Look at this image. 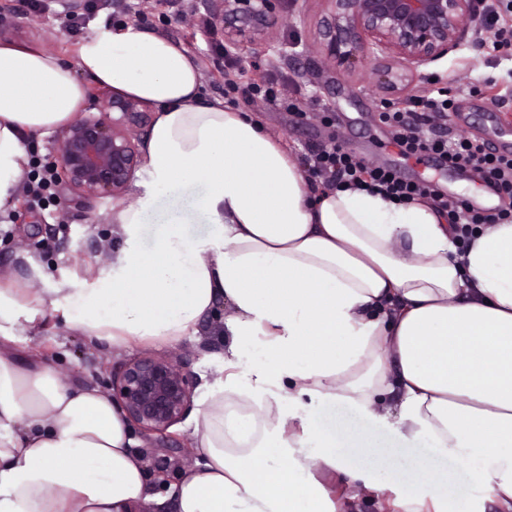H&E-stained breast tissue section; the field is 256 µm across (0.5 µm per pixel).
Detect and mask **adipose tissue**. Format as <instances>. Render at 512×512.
Masks as SVG:
<instances>
[{
	"label": "adipose tissue",
	"instance_id": "ef3b65f1",
	"mask_svg": "<svg viewBox=\"0 0 512 512\" xmlns=\"http://www.w3.org/2000/svg\"><path fill=\"white\" fill-rule=\"evenodd\" d=\"M155 112L116 272L82 294L0 277V512H348L324 479L394 512H512V224L466 249L444 213L313 185L258 120L204 102L197 63L129 22L93 29L75 62L0 44V214L31 140L68 124L89 85ZM222 367L199 395V457L165 493L120 410L18 346L54 317L115 350L197 336L220 304ZM265 408L264 439L224 447V398ZM489 460L482 493L450 464ZM325 482L326 487L332 492L336 493V497H340L342 494L354 495L355 500L353 503L354 505L358 506L359 511L390 512V508L387 503V497L380 496L376 498L362 486L346 487L337 479L336 482H332L331 480H327Z\"/></svg>",
	"mask_w": 512,
	"mask_h": 512
}]
</instances>
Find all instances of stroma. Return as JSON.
Returning a JSON list of instances; mask_svg holds the SVG:
<instances>
[{
    "instance_id": "stroma-1",
    "label": "stroma",
    "mask_w": 512,
    "mask_h": 512,
    "mask_svg": "<svg viewBox=\"0 0 512 512\" xmlns=\"http://www.w3.org/2000/svg\"><path fill=\"white\" fill-rule=\"evenodd\" d=\"M196 0H185L182 7L148 8L145 0H96L93 23L74 29L59 0H39L30 8L27 0H0L11 21L0 28V43L13 42L36 46L74 60L81 40L94 26L111 23L114 13L124 7L145 11V26L158 31L180 46L198 64L207 98L224 95L225 78L246 82L264 75L284 79L285 92L295 98L301 109L293 114L260 103L239 102L241 111L253 114L264 129L279 138L295 157L310 149L342 139L347 148L368 161L399 169L406 178L431 180L441 189L452 188L462 197L483 193L482 181L474 172L457 174L441 166L432 156L402 157L390 141L388 129L380 123L382 95L376 88L383 60L369 59L346 68L337 65L323 52L319 29L326 14L324 0H284L277 23L257 45L236 64L218 57L196 35L200 16ZM296 43L291 60L279 57L283 43ZM428 72L439 75L442 86L456 89L471 84L478 91L459 97L454 114L448 118L449 133H461L488 143L495 149H512V107L503 108L498 98L512 93V53L495 50L491 42H467L460 50L428 65ZM331 110V123L320 122L322 107ZM124 195L108 199L88 198L77 192L54 186L41 208L29 209L18 200L0 229V275L13 274L18 256L30 257L46 272L40 288L66 284L71 292L81 293L111 275L121 243L112 236L113 218L124 202ZM222 317L203 319L197 342H175L149 348L152 356L172 359L193 377L195 389H202L218 366L224 351L219 334ZM38 354L59 371L73 386L107 389L110 374L129 360L126 352L89 343L83 336L56 322L46 338L21 344L20 365H27L31 354ZM174 448H159L144 442L148 482L154 490L174 483L198 457L189 422L172 428Z\"/></svg>"
}]
</instances>
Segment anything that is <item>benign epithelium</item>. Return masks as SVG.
Segmentation results:
<instances>
[{
    "label": "benign epithelium",
    "instance_id": "benign-epithelium-1",
    "mask_svg": "<svg viewBox=\"0 0 512 512\" xmlns=\"http://www.w3.org/2000/svg\"><path fill=\"white\" fill-rule=\"evenodd\" d=\"M320 36L326 55L344 65L355 53L381 54L410 72L459 50L479 12V0H324ZM282 0H199L231 50L262 37ZM146 121L139 102L106 89L89 94L87 115L69 125L52 156L55 173L92 198L119 194L139 165L129 127ZM112 399L139 433L159 445L192 405L193 381L171 361L139 357L111 375Z\"/></svg>",
    "mask_w": 512,
    "mask_h": 512
}]
</instances>
